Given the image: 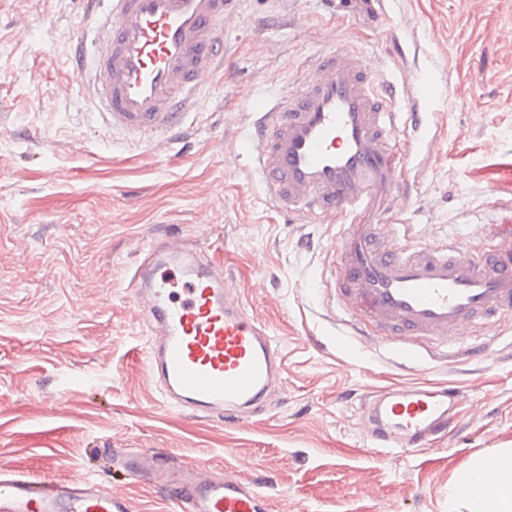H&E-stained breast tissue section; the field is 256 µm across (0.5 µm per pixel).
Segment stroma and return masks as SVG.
Instances as JSON below:
<instances>
[{
  "label": "stroma",
  "instance_id": "obj_1",
  "mask_svg": "<svg viewBox=\"0 0 512 512\" xmlns=\"http://www.w3.org/2000/svg\"><path fill=\"white\" fill-rule=\"evenodd\" d=\"M87 28L81 0H0V465L61 480L95 468L136 512H166L161 489L103 455L154 448L256 481L269 512H448L471 461L512 446V319L459 336L477 362L401 371L376 341L341 353L322 284L341 226L287 223L243 153L258 103L350 43L372 73L423 91L395 234L481 251L489 225L512 221V186L496 180L512 166V0H383L376 21L325 0H243L223 23V73L204 78L177 139L144 147L93 116L66 52ZM166 235L223 265L283 347L284 393L248 423L171 410L147 378L128 282ZM445 381L461 389L447 439L408 458L367 451L345 392Z\"/></svg>",
  "mask_w": 512,
  "mask_h": 512
}]
</instances>
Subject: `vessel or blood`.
Here are the masks:
<instances>
[{
    "instance_id": "vessel-or-blood-1",
    "label": "vessel or blood",
    "mask_w": 512,
    "mask_h": 512,
    "mask_svg": "<svg viewBox=\"0 0 512 512\" xmlns=\"http://www.w3.org/2000/svg\"><path fill=\"white\" fill-rule=\"evenodd\" d=\"M90 40L70 59L90 81L105 128L142 145L172 133L197 109L200 80L224 63L225 17L237 0H84ZM248 142L270 205L303 224L340 218L328 284L352 336H375L395 357L421 361L422 341L454 343L462 326L512 318V253L469 254L447 244L400 242L376 215L395 212L412 185L398 180L396 146L423 124L416 96L373 74L348 45L319 53L303 81L273 104ZM129 286L150 331L148 374L168 407L225 411L233 421L265 411L283 390L284 354L267 325L224 286L203 251L153 242ZM460 390L452 383L393 385L361 400L366 442L375 454H417L447 435ZM123 469L171 489L172 512H268L256 482L168 463L153 448H128ZM500 460L462 490L486 495ZM0 512H132L124 497L81 475L32 478L0 468Z\"/></svg>"
}]
</instances>
